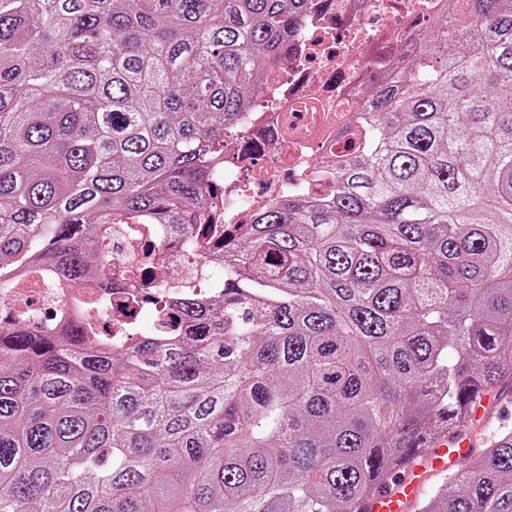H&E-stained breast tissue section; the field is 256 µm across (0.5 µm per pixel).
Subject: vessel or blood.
<instances>
[{
  "instance_id": "1",
  "label": "vessel or blood",
  "mask_w": 512,
  "mask_h": 512,
  "mask_svg": "<svg viewBox=\"0 0 512 512\" xmlns=\"http://www.w3.org/2000/svg\"><path fill=\"white\" fill-rule=\"evenodd\" d=\"M471 452L467 438H441L434 445L428 464H410L385 489L365 503L366 512H408L416 491L424 482L428 470L445 471L464 461Z\"/></svg>"
}]
</instances>
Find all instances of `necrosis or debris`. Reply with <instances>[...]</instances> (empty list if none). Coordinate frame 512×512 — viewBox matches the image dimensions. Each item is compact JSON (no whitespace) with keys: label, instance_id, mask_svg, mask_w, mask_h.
Segmentation results:
<instances>
[{"label":"necrosis or debris","instance_id":"4bbe7bcc","mask_svg":"<svg viewBox=\"0 0 512 512\" xmlns=\"http://www.w3.org/2000/svg\"><path fill=\"white\" fill-rule=\"evenodd\" d=\"M427 13L412 0H314L291 44L290 59L268 69L250 106L237 117L236 132L224 138V154L212 166L224 179V221L245 223L250 212L289 194H325V159L345 154L342 136L360 107L358 87L394 61L397 41L422 28ZM113 263L141 269L153 263L165 277L155 291L141 277L128 280L139 301L123 314L104 318L112 338L138 325L153 300L195 294L216 299L224 253L168 224H116L109 248ZM97 283L77 288L26 285L0 301V322L20 314L54 325L60 307L102 297Z\"/></svg>","mask_w":512,"mask_h":512}]
</instances>
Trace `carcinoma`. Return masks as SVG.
<instances>
[{
    "label": "carcinoma",
    "instance_id": "cac0c4a2",
    "mask_svg": "<svg viewBox=\"0 0 512 512\" xmlns=\"http://www.w3.org/2000/svg\"><path fill=\"white\" fill-rule=\"evenodd\" d=\"M310 0H0V296L122 285L114 224L191 234ZM364 91L322 196L224 244V297L113 347L0 324V512H359L512 389V0H447ZM419 512H512V429Z\"/></svg>",
    "mask_w": 512,
    "mask_h": 512
}]
</instances>
